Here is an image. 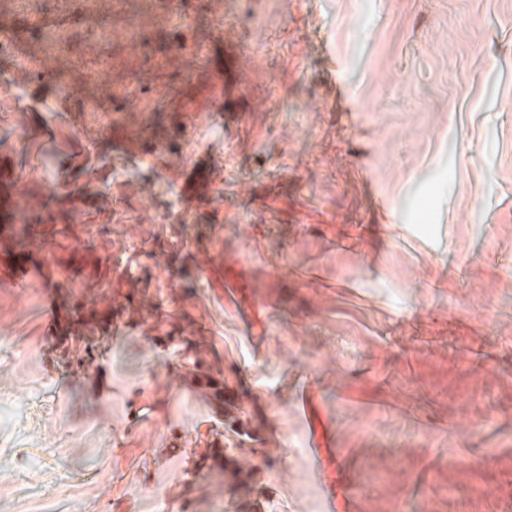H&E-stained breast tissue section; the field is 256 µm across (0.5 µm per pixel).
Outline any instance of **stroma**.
<instances>
[{"label": "stroma", "instance_id": "35a3bbf8", "mask_svg": "<svg viewBox=\"0 0 512 512\" xmlns=\"http://www.w3.org/2000/svg\"><path fill=\"white\" fill-rule=\"evenodd\" d=\"M224 0L258 69L196 99L223 103V143L192 127V162L154 167L207 223L147 226L177 274L128 278L113 253L139 221L111 169L140 141L77 112L0 127L14 195L46 150L108 164L84 212L0 281V512H502L512 479V0ZM224 186L214 205V181ZM249 287L233 293L228 281ZM95 302L115 330L58 345L53 324ZM253 438L212 389L184 383L192 341ZM182 438L178 449L169 440Z\"/></svg>", "mask_w": 512, "mask_h": 512}]
</instances>
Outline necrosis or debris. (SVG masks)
<instances>
[{
  "label": "necrosis or debris",
  "mask_w": 512,
  "mask_h": 512,
  "mask_svg": "<svg viewBox=\"0 0 512 512\" xmlns=\"http://www.w3.org/2000/svg\"><path fill=\"white\" fill-rule=\"evenodd\" d=\"M201 9L211 19L213 38L223 39L224 0H0V112L22 107L49 114L63 99L103 131L111 130L114 113L127 121L150 115L182 84L202 80L205 46L191 26ZM115 44L129 59L149 60L152 70L167 72L171 84L156 85L134 70L113 85L109 50ZM150 164L144 155L136 168L113 173L131 187L142 223H193L177 193H170L165 209L156 208L153 181L139 177Z\"/></svg>",
  "instance_id": "4bbe7bcc"
}]
</instances>
